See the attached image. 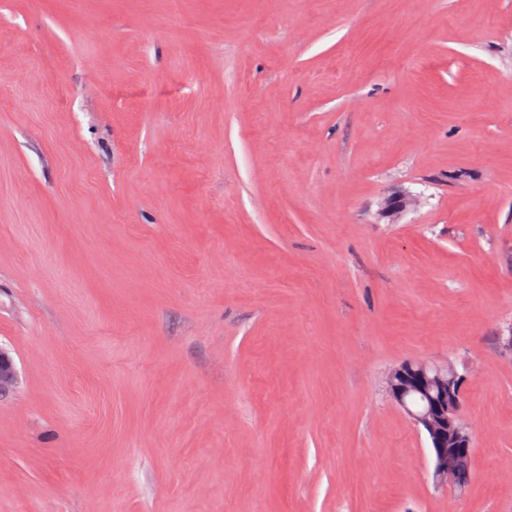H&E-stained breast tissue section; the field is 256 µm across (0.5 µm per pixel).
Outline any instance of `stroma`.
<instances>
[{
  "mask_svg": "<svg viewBox=\"0 0 512 512\" xmlns=\"http://www.w3.org/2000/svg\"><path fill=\"white\" fill-rule=\"evenodd\" d=\"M0 32V512H512V0ZM410 358L468 378L464 492L386 393ZM17 382V369L11 353L0 347V398L9 394Z\"/></svg>",
  "mask_w": 512,
  "mask_h": 512,
  "instance_id": "obj_1",
  "label": "stroma"
}]
</instances>
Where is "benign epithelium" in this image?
Masks as SVG:
<instances>
[{
	"instance_id": "benign-epithelium-1",
	"label": "benign epithelium",
	"mask_w": 512,
	"mask_h": 512,
	"mask_svg": "<svg viewBox=\"0 0 512 512\" xmlns=\"http://www.w3.org/2000/svg\"><path fill=\"white\" fill-rule=\"evenodd\" d=\"M17 382L13 356L0 347V398ZM465 379L451 362L438 365L426 360H409L394 368L387 381L392 402L401 407L426 434L432 454L433 478L437 486L455 485L454 469L458 455L473 446V432L464 411ZM418 391L429 396L428 407L411 411L405 404L407 393Z\"/></svg>"
}]
</instances>
